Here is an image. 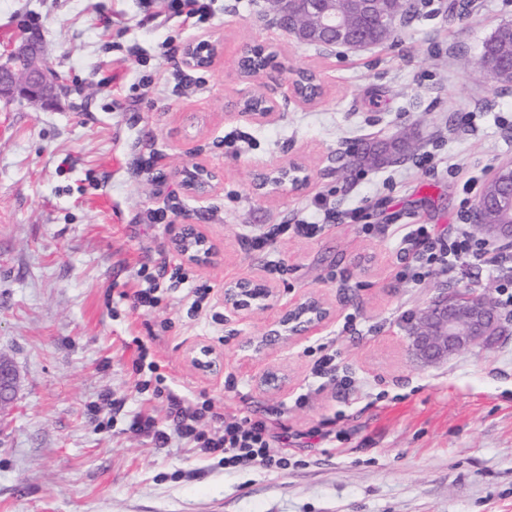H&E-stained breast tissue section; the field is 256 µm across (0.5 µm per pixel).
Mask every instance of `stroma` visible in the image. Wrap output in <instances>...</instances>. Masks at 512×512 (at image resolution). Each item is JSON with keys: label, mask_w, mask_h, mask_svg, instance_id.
<instances>
[{"label": "stroma", "mask_w": 512, "mask_h": 512, "mask_svg": "<svg viewBox=\"0 0 512 512\" xmlns=\"http://www.w3.org/2000/svg\"><path fill=\"white\" fill-rule=\"evenodd\" d=\"M209 3L196 21L171 15L167 0H0V54L30 28L65 83L50 110L0 103V356L18 374L0 428V512H512V313L500 336L434 366L415 361L405 332L442 289L498 301L512 267L462 257L417 286L395 276L396 242L363 230L430 224L447 235L512 159V88L468 66L512 16V0H474L456 25L449 0H417L400 44L336 54L281 34L270 0ZM201 35L224 45L211 68L165 57L168 41ZM256 45L275 53L274 67L241 80L237 58ZM297 68L322 78L315 104L288 99ZM246 93L274 97L275 118L237 117ZM403 133L415 144L403 162L354 165L358 144ZM229 134L240 139L234 156L224 152ZM152 150L159 160L147 174L137 161ZM288 160L307 167L309 183L259 194L256 162ZM194 162L222 174L208 199L180 186L179 170ZM328 192L340 218L313 239L280 237L285 270L267 275L246 236L313 218L314 198ZM157 209L165 223L151 221ZM172 224L213 239L210 266L183 262ZM162 266L181 280L160 278L157 306L130 310L127 294ZM252 277L269 279L278 303L246 316L225 310V283ZM309 293L331 304L333 319L266 361L244 362L245 338ZM139 339L167 388L210 401L203 430L269 417L288 469L230 473L180 439L158 448L130 433L133 415L162 424L167 414L165 396L138 390ZM330 341L352 390L313 374ZM199 343L221 352L219 372L188 366ZM267 366L287 374L286 387L260 386Z\"/></svg>", "instance_id": "stroma-1"}]
</instances>
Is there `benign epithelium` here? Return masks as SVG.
Listing matches in <instances>:
<instances>
[{
    "label": "benign epithelium",
    "mask_w": 512,
    "mask_h": 512,
    "mask_svg": "<svg viewBox=\"0 0 512 512\" xmlns=\"http://www.w3.org/2000/svg\"><path fill=\"white\" fill-rule=\"evenodd\" d=\"M275 11L280 27L288 38L299 44H321L359 51L380 43V40L353 37L336 39L344 35L348 20L372 15V0H347L342 11L336 10V0H275ZM222 50V44L210 36L186 42L182 58L189 69L204 70L212 67ZM255 48L242 50L237 60V71L244 80L265 73L250 72V59ZM305 69H293L287 79L288 97L300 105H310L307 91L300 88ZM63 90L60 75L48 64L43 44L33 37H23L13 43L5 56L0 57V101L23 99L42 107L51 106ZM236 115L251 122L264 123L279 110L276 99L263 94H247L234 105ZM180 184L191 196L205 200L218 188L220 173L201 163L184 166L179 172ZM306 168L295 161L266 163L257 173L255 186L267 195L279 193L290 185L294 188L308 183ZM501 213L508 220L499 223L486 219V206L478 204L474 211V227L486 238L512 243V192L501 203ZM171 242L176 252L189 264L206 266L216 255V246L196 224H173ZM278 291L259 278L230 281L224 286V308L235 313L268 308L277 300ZM333 307L320 295L309 293L283 305L269 328L259 336H249L242 345V358L246 362L261 361L276 349L286 347L318 330L334 317ZM408 347L422 365L443 363L459 352L490 341L501 333L497 312L487 297L473 288H456L441 293L413 314L406 326ZM189 365L200 375L215 373L220 368L221 353L209 344H196L188 349ZM261 383L279 389L288 384V377L275 369H266ZM17 371L13 363L0 356V419L9 413L16 399Z\"/></svg>",
    "instance_id": "obj_1"
}]
</instances>
